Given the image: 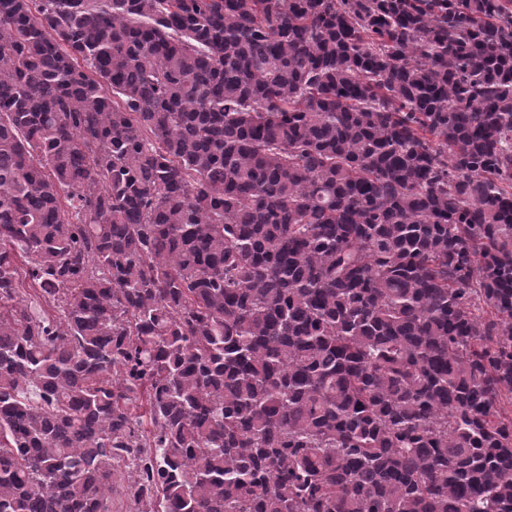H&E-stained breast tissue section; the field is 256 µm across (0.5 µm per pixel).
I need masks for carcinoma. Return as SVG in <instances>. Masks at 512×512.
<instances>
[{"mask_svg":"<svg viewBox=\"0 0 512 512\" xmlns=\"http://www.w3.org/2000/svg\"><path fill=\"white\" fill-rule=\"evenodd\" d=\"M121 458L130 512H512V0H0V512Z\"/></svg>","mask_w":512,"mask_h":512,"instance_id":"carcinoma-1","label":"carcinoma"}]
</instances>
